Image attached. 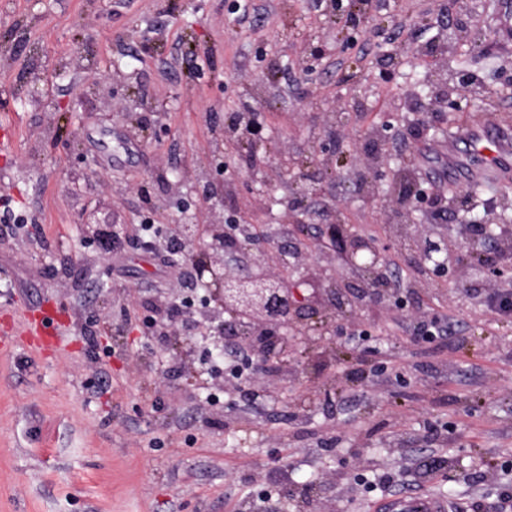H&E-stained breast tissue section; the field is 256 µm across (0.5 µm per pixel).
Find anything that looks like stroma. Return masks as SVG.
<instances>
[{"mask_svg": "<svg viewBox=\"0 0 512 512\" xmlns=\"http://www.w3.org/2000/svg\"><path fill=\"white\" fill-rule=\"evenodd\" d=\"M0 0V512H372L384 495L441 494L473 512L512 496V317L494 314L481 264L413 276L417 230L468 243L456 217L424 226L367 201L353 157L327 169L321 142L390 121L397 171L410 82L463 69L486 92L451 129L493 106L512 129V0H372L371 25L347 41L330 0ZM330 54L302 85L309 41ZM398 47L395 81L381 47ZM258 112L270 143L235 150L227 118ZM189 180L172 195L164 177ZM223 187L205 203L198 181ZM320 188L308 222L347 224L388 246L404 307L348 309L335 346L296 345L297 370L242 399L209 390L202 349L128 329L134 306L201 300L179 269L136 248L131 227L206 224L243 208L256 229ZM512 230V188L478 185L475 214ZM25 212L31 236L3 221ZM122 245L101 255L97 222ZM450 334L413 345L420 319ZM54 323L57 338L42 333ZM367 339H360V332ZM319 500L286 497L273 459ZM477 461L464 482L458 462Z\"/></svg>", "mask_w": 512, "mask_h": 512, "instance_id": "stroma-1", "label": "stroma"}]
</instances>
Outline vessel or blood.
Wrapping results in <instances>:
<instances>
[{
  "mask_svg": "<svg viewBox=\"0 0 512 512\" xmlns=\"http://www.w3.org/2000/svg\"><path fill=\"white\" fill-rule=\"evenodd\" d=\"M449 149H462L463 173L472 180L491 178L507 183L512 178V141L503 139L490 120L472 124L463 139H449ZM378 512H448V500L434 494L393 497L377 506Z\"/></svg>",
  "mask_w": 512,
  "mask_h": 512,
  "instance_id": "vessel-or-blood-1",
  "label": "vessel or blood"
}]
</instances>
